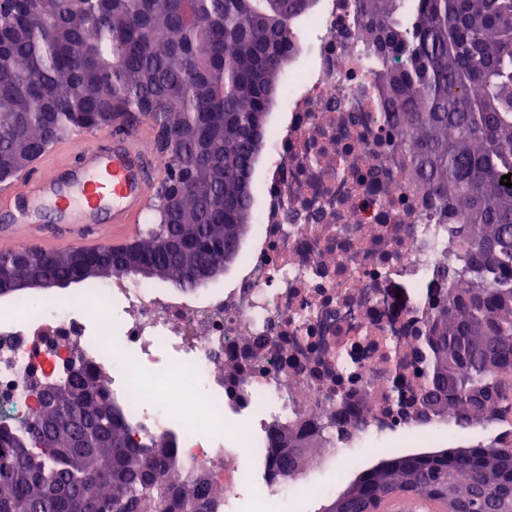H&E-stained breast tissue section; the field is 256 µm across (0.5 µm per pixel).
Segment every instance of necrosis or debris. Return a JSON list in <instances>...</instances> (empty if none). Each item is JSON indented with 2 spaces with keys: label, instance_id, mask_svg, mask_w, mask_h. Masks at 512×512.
Wrapping results in <instances>:
<instances>
[{
  "label": "necrosis or debris",
  "instance_id": "obj_1",
  "mask_svg": "<svg viewBox=\"0 0 512 512\" xmlns=\"http://www.w3.org/2000/svg\"><path fill=\"white\" fill-rule=\"evenodd\" d=\"M355 0H323L300 30V68L288 74L284 117L273 124L259 178L257 230L238 272L207 293L136 288L115 276L79 303L16 301L0 314V409L31 412L26 377L60 372L74 359L106 373L133 431L182 422L183 472L206 469L223 488V512L244 495L305 504L322 497V474L345 468L371 437L420 436L433 421L397 414L394 390L422 382L426 349L418 328L442 293L459 285L451 226L410 173L387 97L363 45ZM118 324L124 348L100 357ZM267 346L239 396H224V369L245 339ZM206 382L213 402L230 401L250 421L208 413L196 421ZM277 399V416L321 424L337 402L362 400L366 424L330 439L290 476L254 479L242 468L267 418L254 407Z\"/></svg>",
  "mask_w": 512,
  "mask_h": 512
}]
</instances>
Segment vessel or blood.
Returning <instances> with one entry per match:
<instances>
[{"mask_svg":"<svg viewBox=\"0 0 512 512\" xmlns=\"http://www.w3.org/2000/svg\"><path fill=\"white\" fill-rule=\"evenodd\" d=\"M74 160L66 171L41 162L35 172L18 178V187L0 193V214H11L22 203L32 224L66 222L96 224L106 221L116 228L113 246L132 237L151 195L148 185L155 170L145 168L142 142L109 153L97 151L90 143L68 142Z\"/></svg>","mask_w":512,"mask_h":512,"instance_id":"b4317fda","label":"vessel or blood"}]
</instances>
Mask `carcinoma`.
<instances>
[{"instance_id":"1","label":"carcinoma","mask_w":512,"mask_h":512,"mask_svg":"<svg viewBox=\"0 0 512 512\" xmlns=\"http://www.w3.org/2000/svg\"><path fill=\"white\" fill-rule=\"evenodd\" d=\"M313 0H0V161L20 173L69 131L128 111L127 131L146 108L178 142L167 177H191L176 224H196L189 244L160 253L150 227L138 238L148 279L194 290L196 275L225 252L237 255L240 213L268 114L297 54L294 24ZM374 76L426 196L456 225L455 261L466 287L443 295L420 329L427 356L414 417L427 401L436 418L462 431L493 426L512 413V0H357ZM126 256L103 252L90 269L60 260L44 270L0 251V274L23 279L42 270L60 286H101ZM243 366L224 370V391H238ZM62 424L49 436L0 417V512H218L223 492L204 472L185 480L173 430L134 440L126 410L104 381L86 371L63 381ZM364 426L348 403L305 435L273 423L260 454L288 441L277 475L299 467L305 438L319 443ZM455 482L471 512L487 504L477 488H512V441L403 453L359 477L357 499L411 489L431 497Z\"/></svg>"}]
</instances>
